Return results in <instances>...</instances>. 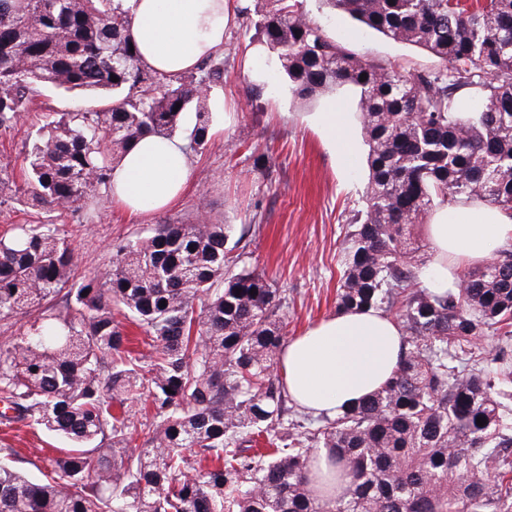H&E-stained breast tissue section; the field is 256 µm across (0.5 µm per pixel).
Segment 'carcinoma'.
<instances>
[{
  "mask_svg": "<svg viewBox=\"0 0 512 512\" xmlns=\"http://www.w3.org/2000/svg\"><path fill=\"white\" fill-rule=\"evenodd\" d=\"M297 2L267 0L255 29L301 102L358 96L369 177L336 311L377 308L401 324L392 377L336 417L290 425L278 289L233 271L231 225L162 224L119 247L104 280L81 282L56 225L18 226L0 238V317L38 311L43 322L0 343L11 410L0 425L69 449L34 482L0 446V512H512V250L438 294L418 279L426 260L411 234L461 198L512 215V0H324L438 60L415 73L360 56ZM130 23L122 0H0L1 132L41 87L112 94L107 108L43 115L16 187L28 201L78 210L132 143L175 137L192 106L185 150L208 142L200 87L222 80L224 61H202L197 77L160 74L130 51ZM465 96L479 111L460 110ZM61 294L78 321L50 311ZM126 315L154 351L148 363L124 346ZM255 434L270 454L251 451ZM321 448L348 476L327 499L310 487Z\"/></svg>",
  "mask_w": 512,
  "mask_h": 512,
  "instance_id": "1",
  "label": "carcinoma"
}]
</instances>
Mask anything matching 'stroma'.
<instances>
[{
    "label": "stroma",
    "mask_w": 512,
    "mask_h": 512,
    "mask_svg": "<svg viewBox=\"0 0 512 512\" xmlns=\"http://www.w3.org/2000/svg\"><path fill=\"white\" fill-rule=\"evenodd\" d=\"M308 16L361 56L395 62L407 70L435 66L425 51L396 43L325 6L302 0ZM254 26L235 15L224 34V76L213 84L206 107L213 114L208 144L190 153L193 176L169 208L132 217L107 206H86L64 215L13 198L0 205V234L18 224H56L75 250L78 276L101 277L112 267L117 246L153 235L161 224L207 216L211 223L250 225L242 266L265 273L278 288L297 336L335 315L340 256L346 228L362 206L367 147L359 127L350 135L352 156L334 148L310 123L315 112H352L351 93L326 94L303 104L294 98L277 57L257 45ZM105 95L42 89L26 120L0 133V168L20 174L25 149L42 112H72L108 103ZM0 443L18 448L19 469L41 479L45 456L58 455L65 440L44 431L17 432L0 426Z\"/></svg>",
    "instance_id": "obj_1"
}]
</instances>
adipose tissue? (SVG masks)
<instances>
[{
  "mask_svg": "<svg viewBox=\"0 0 512 512\" xmlns=\"http://www.w3.org/2000/svg\"><path fill=\"white\" fill-rule=\"evenodd\" d=\"M129 35L145 66L166 74L192 70L224 49V29L237 0H124ZM192 175L176 139L148 134L112 171L109 195L128 215L160 210L176 200ZM423 232L430 259L419 275L437 292L454 287L456 269L512 247V217L495 208L457 202L434 213ZM398 322L374 308L341 312L287 342L281 371L291 399L315 415L336 416L377 392L394 372L403 347Z\"/></svg>",
  "mask_w": 512,
  "mask_h": 512,
  "instance_id": "adipose-tissue-1",
  "label": "adipose tissue"
}]
</instances>
